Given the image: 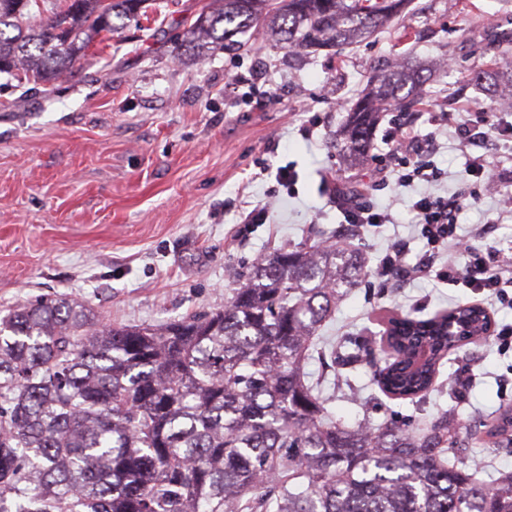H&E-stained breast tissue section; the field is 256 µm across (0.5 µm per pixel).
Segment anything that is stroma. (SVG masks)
<instances>
[{
    "mask_svg": "<svg viewBox=\"0 0 512 512\" xmlns=\"http://www.w3.org/2000/svg\"><path fill=\"white\" fill-rule=\"evenodd\" d=\"M210 0H171L160 16L94 44L53 87L16 86L0 77V309L66 294L112 325L156 324L223 307L253 264L284 243L343 238L365 257L369 273L340 300L317 332L319 347L342 343L356 362L327 370L311 359L310 377L336 420L409 432L437 414L456 424L450 462L477 465L486 484L512 472V447L479 441L484 423L512 409V351L494 339L449 353L436 387L414 400H393L376 384L378 317L426 319L477 295L435 275L380 277L393 246L416 263L424 243L411 207L420 184L385 185L392 113H383L367 156L347 161L336 134L365 91L370 71L402 57L436 62L408 117L423 157L441 173L434 191L463 197L457 233L488 232L478 246L512 257V140L488 137L478 151L506 169L495 186L470 199L461 179L469 163L457 124L494 112L507 94L474 85L493 70L480 48L490 34L512 32V0H411L389 27L341 54L300 57L240 35L233 48L204 58H175L177 44ZM445 113L435 125L434 113ZM295 170L293 187L276 178ZM358 184L389 209L390 223L345 224L336 191ZM267 207L262 224L245 223ZM468 372L465 393L455 377Z\"/></svg>",
    "mask_w": 512,
    "mask_h": 512,
    "instance_id": "stroma-1",
    "label": "stroma"
}]
</instances>
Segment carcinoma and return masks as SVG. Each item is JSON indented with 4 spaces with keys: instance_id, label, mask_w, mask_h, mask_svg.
<instances>
[{
    "instance_id": "carcinoma-1",
    "label": "carcinoma",
    "mask_w": 512,
    "mask_h": 512,
    "mask_svg": "<svg viewBox=\"0 0 512 512\" xmlns=\"http://www.w3.org/2000/svg\"><path fill=\"white\" fill-rule=\"evenodd\" d=\"M185 47L253 29L303 50L344 45L392 22L407 0H213ZM0 0V75L54 84L96 40L158 13V0ZM427 68L381 70L351 110L343 144L369 149L382 110H406ZM367 274L346 246H283L224 307L160 324L112 326L87 303L47 296L0 316V512H512V473L489 487L448 415L420 432L335 419L303 371L336 302ZM377 383L391 399L432 390L480 306L385 321ZM512 434V409L486 437Z\"/></svg>"
}]
</instances>
